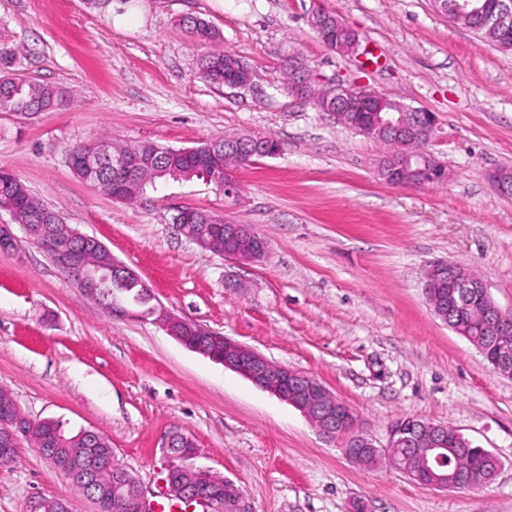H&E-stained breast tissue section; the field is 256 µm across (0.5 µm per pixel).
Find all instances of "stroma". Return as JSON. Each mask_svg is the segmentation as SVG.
<instances>
[{
	"label": "stroma",
	"mask_w": 512,
	"mask_h": 512,
	"mask_svg": "<svg viewBox=\"0 0 512 512\" xmlns=\"http://www.w3.org/2000/svg\"><path fill=\"white\" fill-rule=\"evenodd\" d=\"M325 9L356 30L376 63L328 51L309 23ZM196 16L251 71L242 88L200 78ZM0 39L19 74L67 104L27 119L0 112V167L95 237L196 325L303 371L355 414L376 445L409 415L456 428L502 467L472 491L421 486L382 460L352 463L296 408L190 351L152 319L88 299L17 233L0 250V389L31 419L95 430L148 490L163 448L189 436L197 465L232 480L254 512H512V379L438 319L423 290L436 262L474 272L512 312V200L488 180L512 166V50L440 12L434 0H0ZM320 84L343 82L436 113L427 150L447 179L418 190L379 180L385 148L292 95L282 58ZM231 133L282 150L236 170L237 197L170 180L122 204L78 178L77 143L147 139L177 148ZM193 207L252 225L270 252L240 264L202 251L170 222ZM35 497L97 512L27 438L0 465V512Z\"/></svg>",
	"instance_id": "stroma-1"
}]
</instances>
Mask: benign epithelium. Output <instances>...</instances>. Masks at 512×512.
I'll use <instances>...</instances> for the list:
<instances>
[{
    "label": "benign epithelium",
    "mask_w": 512,
    "mask_h": 512,
    "mask_svg": "<svg viewBox=\"0 0 512 512\" xmlns=\"http://www.w3.org/2000/svg\"><path fill=\"white\" fill-rule=\"evenodd\" d=\"M436 5L441 10L448 9L458 20L479 19L481 28L487 33L505 34L512 28V0H495L490 5L483 0H438ZM311 24L328 50L336 53L358 50L360 42H355L351 47H342L337 43L333 28L315 20ZM288 64L292 71V91L311 86L309 71L297 58L288 57ZM316 100L320 111L336 119L337 123L389 147L385 165L388 167L390 185L405 189L423 187L435 180V175L442 174L445 165L435 158L424 168L418 181L412 184L402 181L399 178L400 169L410 161L414 151L406 145L405 140L397 141L391 136L395 130L403 132L411 129H423L429 136H434L438 124L435 113L400 103L385 108L378 93L344 84L318 90ZM511 168L505 165L489 173L491 181L506 199L512 197V182L508 180V170ZM215 222L224 224V249L219 251L220 255L248 263L260 262L267 256L268 242L260 239L251 227L234 224L220 216L215 217ZM64 237L89 241L88 236L72 225L58 224L53 238L37 237L39 249L48 251L55 266L66 272L70 281L85 293L95 296L101 292L102 284L113 279L136 281L141 284L143 294L151 293L148 284L135 271L114 260L102 262L95 271H90L84 258L63 244ZM424 293L436 314L458 306L480 307L484 328L489 336H500L509 327L508 320L490 297L484 281L461 267L444 262L433 264L425 277ZM151 314L169 335L185 346L191 337H199L194 342L193 351L223 364L258 388L288 402L300 410L323 436L334 440L340 427L355 424L349 407L309 375L276 365L254 349L206 330L161 305L154 306ZM484 354L495 372L512 377L511 346L496 344L484 349ZM19 412L20 407L14 401L0 409V451L11 452L17 447L18 434L24 427ZM460 439L461 434L452 427L428 426L417 421L405 427L388 429L386 447L410 449L419 459L416 478L423 486L446 489L455 485L462 476L477 488L489 485L490 480L483 481L467 470L451 473L448 485L432 481L436 473L448 469L446 444ZM348 441L346 454L355 461L363 457L356 449L377 450L372 438L357 431L348 437ZM75 453L77 465L60 469L70 483H80L91 477L103 486L113 485V512H157L153 494L145 490L126 469L115 464L113 459L101 461L94 457L89 448H77ZM165 453L168 461L162 480V494L169 499L177 500L191 510L199 507L202 512H222L224 509L228 512H252L250 503L242 498L231 481L209 469L187 464L198 453L191 438L184 434L170 436ZM202 486L224 488V500L200 490Z\"/></svg>",
    "instance_id": "1"
}]
</instances>
